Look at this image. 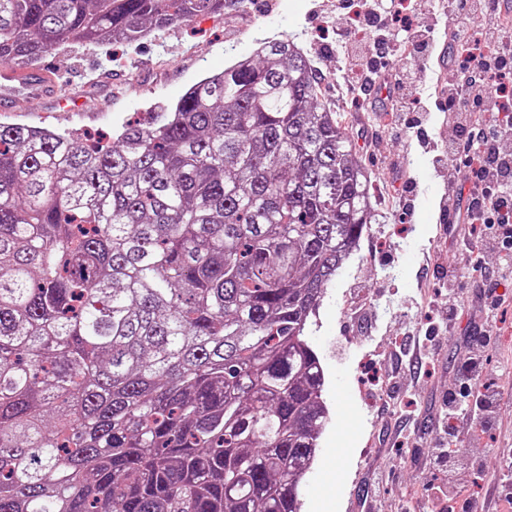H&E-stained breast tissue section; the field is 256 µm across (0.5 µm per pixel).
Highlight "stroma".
<instances>
[{
    "instance_id": "35a3bbf8",
    "label": "stroma",
    "mask_w": 512,
    "mask_h": 512,
    "mask_svg": "<svg viewBox=\"0 0 512 512\" xmlns=\"http://www.w3.org/2000/svg\"><path fill=\"white\" fill-rule=\"evenodd\" d=\"M354 33L350 10L323 14L320 0H252L250 9H225L198 18L132 48L62 46L43 57L61 90L88 84L79 103L36 99L19 91L0 109V123H27L78 133L115 132L127 119L175 104L193 83L223 70L234 59L254 54L260 43L290 39L311 60L321 80L324 101L339 112L362 163L372 174L381 223L369 225L356 251L326 290L311 317L307 339L327 374L325 396L331 421L317 457L300 484L303 512H401L426 501L446 474L430 462L436 440L447 438L449 461L461 466L467 485L454 504L468 512L483 503L491 512H512V479L495 480L491 444L512 446V284L495 285L488 270L497 255L484 252L477 235L461 239L442 218L447 192L466 200L461 184H449L450 168L464 165L465 154L436 161L432 145L451 138L448 115L432 98L435 81L457 84L461 74L432 71L412 45L398 43L387 68L408 65L418 81L412 95L426 110L421 126L391 104L371 105L353 88L345 60L336 50L337 32ZM119 52L120 63L105 60ZM482 257L483 267L466 262L465 249ZM430 254L421 266L422 254ZM454 289L459 306L453 330L433 339L429 358L415 369L392 376L382 353L403 338V326L425 328L437 319L428 312L430 296ZM504 309L497 330L484 333L490 296ZM484 358L480 383L500 387L496 411L503 427L496 435H477L468 420L454 434L440 418L451 393H461V368L467 358ZM356 419L339 427L344 403Z\"/></svg>"
}]
</instances>
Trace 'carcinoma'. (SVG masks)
<instances>
[{"label": "carcinoma", "mask_w": 512, "mask_h": 512, "mask_svg": "<svg viewBox=\"0 0 512 512\" xmlns=\"http://www.w3.org/2000/svg\"><path fill=\"white\" fill-rule=\"evenodd\" d=\"M247 0H0V64ZM371 178L267 41L110 146L0 123V512H302L330 421L308 322Z\"/></svg>", "instance_id": "cac0c4a2"}]
</instances>
